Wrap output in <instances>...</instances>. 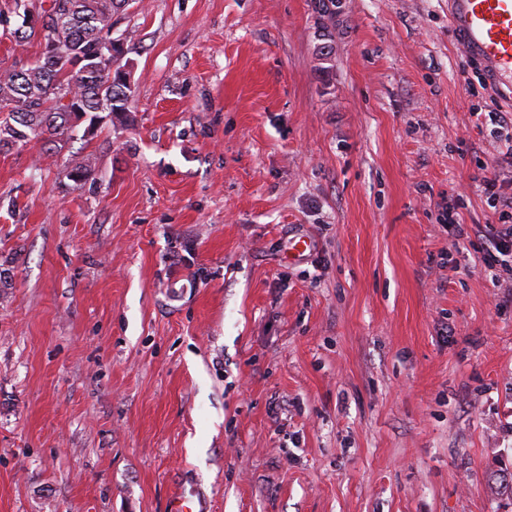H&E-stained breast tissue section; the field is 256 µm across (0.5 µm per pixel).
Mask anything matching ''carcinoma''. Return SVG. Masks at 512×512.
<instances>
[{"label":"carcinoma","instance_id":"obj_1","mask_svg":"<svg viewBox=\"0 0 512 512\" xmlns=\"http://www.w3.org/2000/svg\"><path fill=\"white\" fill-rule=\"evenodd\" d=\"M132 0H3L0 25L10 17L21 24L7 31L17 47L36 45L27 60L0 65V150L57 148L88 122L93 129L104 117L129 111L132 85L125 70L124 43L112 45V59L96 56L97 48L112 40V27ZM38 22L27 23L29 12ZM81 63L69 74L65 65ZM95 169L94 157L71 161L66 177L79 186Z\"/></svg>","mask_w":512,"mask_h":512}]
</instances>
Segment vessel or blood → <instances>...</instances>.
<instances>
[{"label":"vessel or blood","mask_w":512,"mask_h":512,"mask_svg":"<svg viewBox=\"0 0 512 512\" xmlns=\"http://www.w3.org/2000/svg\"><path fill=\"white\" fill-rule=\"evenodd\" d=\"M448 26L462 54L482 63L488 82L512 92V0H448Z\"/></svg>","instance_id":"1"}]
</instances>
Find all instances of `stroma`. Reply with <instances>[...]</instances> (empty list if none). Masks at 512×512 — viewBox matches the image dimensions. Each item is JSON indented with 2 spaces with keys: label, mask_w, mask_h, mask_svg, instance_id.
I'll list each match as a JSON object with an SVG mask.
<instances>
[{
  "label": "stroma",
  "mask_w": 512,
  "mask_h": 512,
  "mask_svg": "<svg viewBox=\"0 0 512 512\" xmlns=\"http://www.w3.org/2000/svg\"><path fill=\"white\" fill-rule=\"evenodd\" d=\"M129 29L128 124L0 151V512H512V295L443 222L512 102L448 0ZM95 169V161L92 154L80 156L71 161L66 169V177L77 187L85 181Z\"/></svg>",
  "instance_id": "1"
}]
</instances>
